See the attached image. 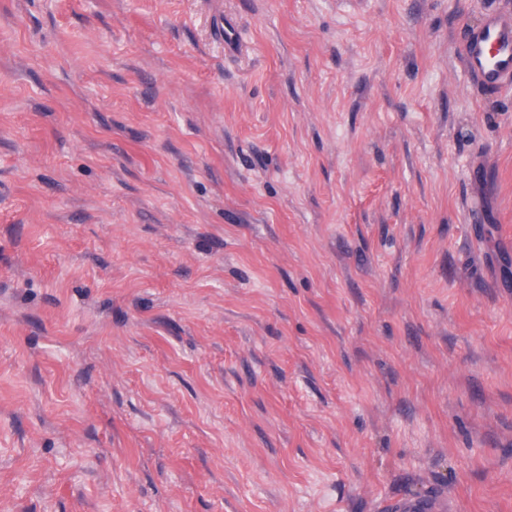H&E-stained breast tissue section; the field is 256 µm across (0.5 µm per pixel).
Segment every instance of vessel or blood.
Masks as SVG:
<instances>
[{"instance_id":"vessel-or-blood-1","label":"vessel or blood","mask_w":512,"mask_h":512,"mask_svg":"<svg viewBox=\"0 0 512 512\" xmlns=\"http://www.w3.org/2000/svg\"><path fill=\"white\" fill-rule=\"evenodd\" d=\"M460 55L473 84L483 90H497L512 84V14L486 13L476 26L458 31ZM389 512H447L446 499L426 496L388 502Z\"/></svg>"}]
</instances>
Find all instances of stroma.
Returning a JSON list of instances; mask_svg holds the SVG:
<instances>
[{
	"mask_svg": "<svg viewBox=\"0 0 512 512\" xmlns=\"http://www.w3.org/2000/svg\"><path fill=\"white\" fill-rule=\"evenodd\" d=\"M512 0H0V512H512ZM460 55L473 84L498 90L512 84V14L486 13L478 26L458 31ZM386 512H447L448 502L438 496L397 499L388 502Z\"/></svg>",
	"mask_w": 512,
	"mask_h": 512,
	"instance_id": "stroma-1",
	"label": "stroma"
}]
</instances>
